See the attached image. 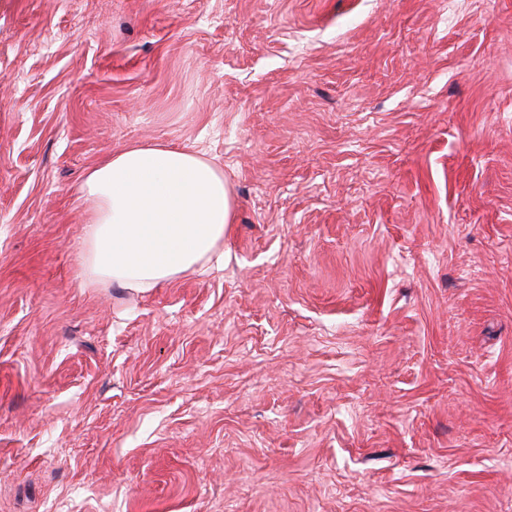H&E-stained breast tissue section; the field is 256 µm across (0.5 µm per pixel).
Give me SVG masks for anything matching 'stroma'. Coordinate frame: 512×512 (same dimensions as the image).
<instances>
[{
	"mask_svg": "<svg viewBox=\"0 0 512 512\" xmlns=\"http://www.w3.org/2000/svg\"><path fill=\"white\" fill-rule=\"evenodd\" d=\"M140 144L223 266L88 278ZM0 512H512V0H0Z\"/></svg>",
	"mask_w": 512,
	"mask_h": 512,
	"instance_id": "stroma-1",
	"label": "stroma"
}]
</instances>
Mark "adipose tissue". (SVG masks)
<instances>
[{
	"mask_svg": "<svg viewBox=\"0 0 512 512\" xmlns=\"http://www.w3.org/2000/svg\"><path fill=\"white\" fill-rule=\"evenodd\" d=\"M88 275L141 290L212 260L233 218L223 172L201 155L135 146L92 168L80 187Z\"/></svg>",
	"mask_w": 512,
	"mask_h": 512,
	"instance_id": "adipose-tissue-1",
	"label": "adipose tissue"
}]
</instances>
